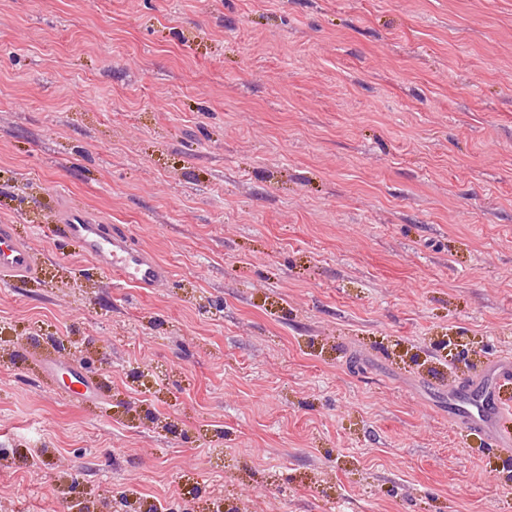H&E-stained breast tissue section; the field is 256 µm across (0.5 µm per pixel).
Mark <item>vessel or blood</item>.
Listing matches in <instances>:
<instances>
[{
    "label": "vessel or blood",
    "mask_w": 512,
    "mask_h": 512,
    "mask_svg": "<svg viewBox=\"0 0 512 512\" xmlns=\"http://www.w3.org/2000/svg\"><path fill=\"white\" fill-rule=\"evenodd\" d=\"M59 221L82 252L119 281L149 293L170 280V268L120 226L103 223L93 213L70 209L62 211ZM36 272L29 243L14 225L0 223V283H22ZM467 382L473 395L471 408L463 412L467 432L486 438L491 447L511 448L512 403L501 399L500 389L512 384V360L483 363L468 375Z\"/></svg>",
    "instance_id": "1"
}]
</instances>
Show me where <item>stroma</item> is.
<instances>
[{
	"label": "stroma",
	"mask_w": 512,
	"mask_h": 512,
	"mask_svg": "<svg viewBox=\"0 0 512 512\" xmlns=\"http://www.w3.org/2000/svg\"><path fill=\"white\" fill-rule=\"evenodd\" d=\"M0 222V512H512V0H0ZM59 222L67 236L104 271L119 281L150 293L168 282L170 268L145 246L135 243L118 225L104 224L91 212L76 213L64 209ZM37 273L32 249L15 225L0 223V283H23ZM472 409L461 407L468 434L483 436L491 447H512V405L500 398V389L512 383L509 357L484 362L467 377Z\"/></svg>",
	"instance_id": "35a3bbf8"
}]
</instances>
